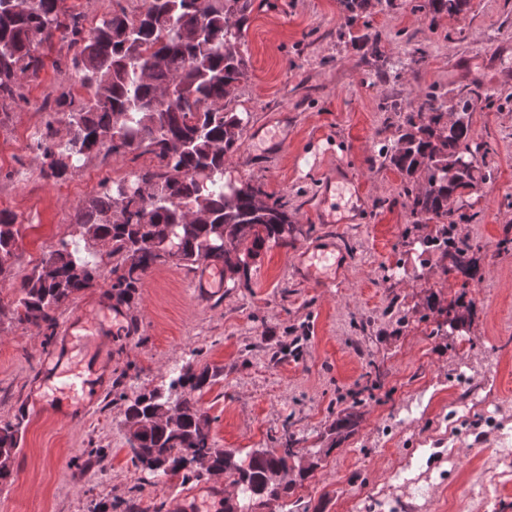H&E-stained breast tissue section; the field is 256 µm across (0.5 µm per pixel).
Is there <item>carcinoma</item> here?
Here are the masks:
<instances>
[{"label": "carcinoma", "mask_w": 512, "mask_h": 512, "mask_svg": "<svg viewBox=\"0 0 512 512\" xmlns=\"http://www.w3.org/2000/svg\"><path fill=\"white\" fill-rule=\"evenodd\" d=\"M368 0H339L346 24L354 26ZM470 0H422L417 8L436 25L445 15L460 16ZM248 0H150L131 13L119 7L88 30L82 16L68 14L59 0H0V115L7 116L25 99L26 82L44 67L41 49L56 34L75 51L70 68L86 95L63 87L55 111L67 116L69 137L59 136L54 122L45 124L36 149L45 179H63L76 162L100 147L114 151L118 138L126 153H149L156 164L141 168L135 180L122 181L80 206L74 215L85 250H105L119 258L112 267V294L129 299L148 273L162 263L152 241L165 234L177 247L172 262L192 269L200 263L221 265L224 272L247 273L246 258L268 242L284 243L292 226L282 204H257L256 188L246 192L224 184V160L240 149L243 119L224 108V100L246 75L241 26ZM404 126L385 160L408 180L424 177L419 189H406L410 214L418 219H446L456 224L448 198L491 178L470 161V122H444L440 95L427 91L409 104ZM151 182L158 195L137 194ZM15 218L0 213V279L10 272L19 240ZM251 243L247 253L241 245ZM79 249L61 241L17 287L9 309L21 324L51 329L57 311L71 295L100 276V265L78 256ZM209 368L188 370L172 379L168 396L154 389L137 396L125 411L135 465L182 480H199L214 472L232 478L242 490L268 501L290 497L296 480L314 468L294 464V441L282 453L255 450L247 464L233 451L216 447L208 416L193 393L210 383ZM20 422L0 424V480L10 476ZM205 457L210 468L193 466Z\"/></svg>", "instance_id": "1"}]
</instances>
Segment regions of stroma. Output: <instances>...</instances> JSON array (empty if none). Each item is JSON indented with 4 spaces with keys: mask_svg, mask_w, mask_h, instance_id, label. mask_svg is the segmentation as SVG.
Masks as SVG:
<instances>
[{
    "mask_svg": "<svg viewBox=\"0 0 512 512\" xmlns=\"http://www.w3.org/2000/svg\"><path fill=\"white\" fill-rule=\"evenodd\" d=\"M420 2L369 0L349 28L338 0H249L247 74L225 101L248 122L224 179L279 199L294 220L288 241L265 244L209 298L197 297L192 270L153 268L122 302L112 372L77 418L39 415L36 388L71 315L109 298L111 262L58 310L54 331L0 318V421L21 424L0 512H181L196 481L134 466L124 412L205 366L218 372L198 396L217 447L243 460L289 435L314 462L295 492L300 512H512V459L490 455L512 438V0H470L464 17L435 27ZM366 32L378 50L361 41ZM72 54L54 39L0 124V212L21 226L0 281L5 304L60 241L75 240L87 174L116 182L152 162L100 149L66 179L41 177L35 143L52 118L43 104L74 85ZM463 86L481 95L470 122L475 142L492 147L493 172L451 203L452 235L469 247L464 269L439 220L410 216L406 180L382 159L418 93L451 103ZM271 138L283 141L279 154ZM340 166L356 177L363 219L318 223L321 181ZM326 238L349 262L321 284L296 260Z\"/></svg>",
    "mask_w": 512,
    "mask_h": 512,
    "instance_id": "stroma-1",
    "label": "stroma"
}]
</instances>
